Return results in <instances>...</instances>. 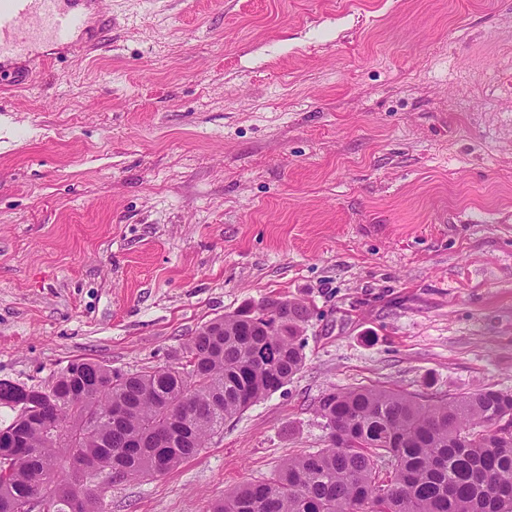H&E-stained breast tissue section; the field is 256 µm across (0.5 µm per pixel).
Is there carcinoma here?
I'll use <instances>...</instances> for the list:
<instances>
[{"mask_svg": "<svg viewBox=\"0 0 512 512\" xmlns=\"http://www.w3.org/2000/svg\"><path fill=\"white\" fill-rule=\"evenodd\" d=\"M308 308L261 301L200 326L177 365L123 372L75 360L46 389L0 380V512L25 505L52 475L53 512H105L101 494L74 486L162 475L207 447L224 422L288 383L305 364ZM329 445L291 457L270 479L244 484L212 512H512V392L484 388L435 404L392 388L324 394ZM82 432L72 446L52 425ZM68 473L59 470L61 455ZM392 467L383 482L379 467Z\"/></svg>", "mask_w": 512, "mask_h": 512, "instance_id": "cac0c4a2", "label": "carcinoma"}]
</instances>
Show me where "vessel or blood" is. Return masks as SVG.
I'll return each mask as SVG.
<instances>
[{"mask_svg": "<svg viewBox=\"0 0 512 512\" xmlns=\"http://www.w3.org/2000/svg\"><path fill=\"white\" fill-rule=\"evenodd\" d=\"M106 20L103 0H0V83H22L18 62L43 61L45 47L82 51Z\"/></svg>", "mask_w": 512, "mask_h": 512, "instance_id": "obj_1", "label": "vessel or blood"}]
</instances>
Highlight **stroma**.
Masks as SVG:
<instances>
[{"mask_svg": "<svg viewBox=\"0 0 512 512\" xmlns=\"http://www.w3.org/2000/svg\"><path fill=\"white\" fill-rule=\"evenodd\" d=\"M0 94V380L173 364L306 305L304 368L107 512H209L329 444L318 400L512 391V0H105Z\"/></svg>", "mask_w": 512, "mask_h": 512, "instance_id": "1", "label": "stroma"}]
</instances>
